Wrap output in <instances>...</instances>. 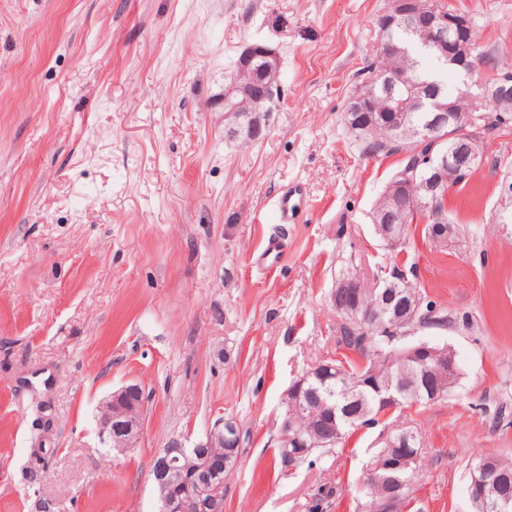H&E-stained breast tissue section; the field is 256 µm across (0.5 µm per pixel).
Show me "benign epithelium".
<instances>
[{
  "label": "benign epithelium",
  "mask_w": 512,
  "mask_h": 512,
  "mask_svg": "<svg viewBox=\"0 0 512 512\" xmlns=\"http://www.w3.org/2000/svg\"><path fill=\"white\" fill-rule=\"evenodd\" d=\"M421 23L430 30V39L425 44L438 58L452 64L465 67L462 78L463 90L460 95L467 100L473 110L479 111L491 96H506L512 93V74L502 71H486L479 60L471 57L470 49L460 40L462 23L457 12L451 8L448 0L433 5L427 10L419 7L417 0H389V7L376 20L378 29V49L382 55H390L400 50L394 37L395 26L412 32L415 25ZM277 54L272 49L261 45L249 46L241 55L239 70L253 74L262 73L271 66ZM280 95L267 84L256 79L239 84L232 80L224 84V90L212 99L211 106L233 115L234 126L229 128L235 138L248 134L256 139L262 132L263 120L269 105ZM398 111L377 112L372 103V95L358 96L351 101L347 115L352 125L359 129L372 124H380L391 130L399 128V124L409 110L424 109L430 112L425 123L426 139L437 145L443 141L448 143L447 150L435 154L428 153L425 157L423 173L420 179L418 198L400 205V210L410 213L415 221L425 224H443L444 215L437 214L429 208L428 199L439 194H448V186L444 181V173L454 169L465 173L481 167L484 154L474 135L466 131L467 126L474 124L470 119L460 123V119L449 108L430 96H415L396 102ZM363 287L361 278L352 281L349 302L337 307L339 312L362 314V321L382 325L381 311L377 307L361 309L358 295ZM399 356L407 359L410 364L417 365L421 382L426 393L436 398L439 383L456 372L454 361L448 359V347L430 345L423 341L404 346ZM403 386L388 387L376 390V398L383 405L396 406L399 398L404 395ZM96 418L99 435L108 442L111 450L120 454L136 447L144 428L145 401L142 388L137 384H128L112 392L98 406ZM281 439L293 442L297 446L296 455L307 452L299 433L294 426L283 422L280 429ZM219 442L224 446V464L218 463L213 452V444ZM241 431L233 419L218 418L206 435V442L188 448L177 439H173L155 455L150 469L152 481L160 502L159 512H183V497L187 496L196 502V512H224V499L211 489L214 479L226 471L225 464L240 460ZM478 475L473 477L469 486V497L473 503L484 500L483 486L486 479L493 474V461L483 460L478 464ZM179 485L188 488L184 494L166 493L169 488Z\"/></svg>",
  "instance_id": "7a95c632"
}]
</instances>
